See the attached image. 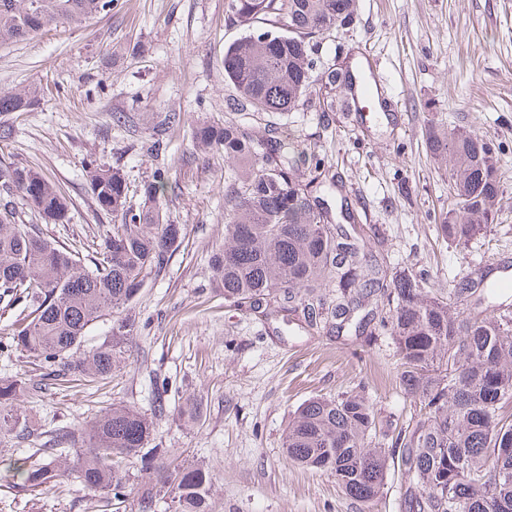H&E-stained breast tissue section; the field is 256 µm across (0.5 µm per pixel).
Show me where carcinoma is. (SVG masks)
<instances>
[{
  "instance_id": "obj_1",
  "label": "carcinoma",
  "mask_w": 512,
  "mask_h": 512,
  "mask_svg": "<svg viewBox=\"0 0 512 512\" xmlns=\"http://www.w3.org/2000/svg\"><path fill=\"white\" fill-rule=\"evenodd\" d=\"M228 11L251 24L249 33L224 52V79L234 88L230 106L242 115L290 112L313 86L312 39L347 24L354 0H228ZM112 9V0H0V45L31 39L58 26L77 27ZM288 19L286 32L278 31ZM38 90L0 92V114L25 112ZM196 148L224 155V246L211 265L216 288L228 306L259 311L281 292L335 284L332 318L351 313L355 299L376 300V311L358 325L374 341L390 336L398 359L399 384L417 404L420 419L386 434L377 446V413L364 392L304 402L288 423L283 448L288 460L336 478L350 498L370 507L379 497L390 464L404 479L402 512H512V314L483 316L490 271L448 289L427 290V275L401 271L387 276L369 263L357 237L344 238L328 225L315 193L326 187L315 176L296 177L295 155L282 149L273 126L258 139L243 123L202 124ZM426 148L448 164V179L460 200L440 224L442 234L465 246L487 233L499 200L495 151L465 131L453 138L428 130ZM86 180L99 210L120 223L102 239L87 267L77 252L59 248L33 224L17 223L0 208V312L22 304L29 314L15 323L10 348L27 353L57 380L107 378L119 367L136 327L131 305L150 276L165 269L183 228L170 222L160 191L168 180L159 170L143 186L142 201L127 204L124 175L89 163ZM0 191L17 194L44 218L66 221L71 198L39 171L0 161ZM321 303L306 293L305 324L314 328ZM119 311L110 334L84 356H76L89 328ZM27 386L0 379V433L23 423L27 436L41 434L37 421L14 413ZM153 422L114 403L82 434L59 432L23 458L13 485L38 492L72 478L94 490L125 488L124 463L145 461ZM154 492L169 500V512H211L212 475L202 467L161 464Z\"/></svg>"
}]
</instances>
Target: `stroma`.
<instances>
[{"label":"stroma","mask_w":512,"mask_h":512,"mask_svg":"<svg viewBox=\"0 0 512 512\" xmlns=\"http://www.w3.org/2000/svg\"><path fill=\"white\" fill-rule=\"evenodd\" d=\"M226 5L113 0L82 26L0 46V92H39L29 111L0 115L12 129L0 159L33 167L73 201L67 221L52 224L12 196L20 223L92 259L113 224L87 187L85 166L95 160L123 170L134 205L155 171H167V214L183 227L165 272L137 297L139 328L111 377L44 388L39 362L9 347L18 307L0 316V378L28 380L20 408L48 433L86 428L115 402L146 413L152 447L210 471L212 512H361L333 476L290 463L283 441L301 403L360 387L380 421L407 425L418 409L399 386L391 340L229 308L212 286L210 256L224 243V159L197 155L193 131L240 119L227 105L224 50L246 28ZM312 59L317 75L346 62L357 81L382 78L375 110L321 111L315 87L293 111L254 121L301 152L300 180L316 162L329 167L337 180L321 196L329 222L360 229L368 257L388 271H427L436 294L498 263L491 302L512 303V0H355L352 21L318 38ZM165 112L184 120L160 134ZM431 125L464 127L495 146L497 213L486 237L465 247L440 231L454 200L444 165L426 151ZM157 139L161 150L148 152ZM188 402L191 423L180 416ZM30 445L15 432L0 436V512H142L150 472L137 460L118 498L74 480L15 496L13 463Z\"/></svg>","instance_id":"1"}]
</instances>
